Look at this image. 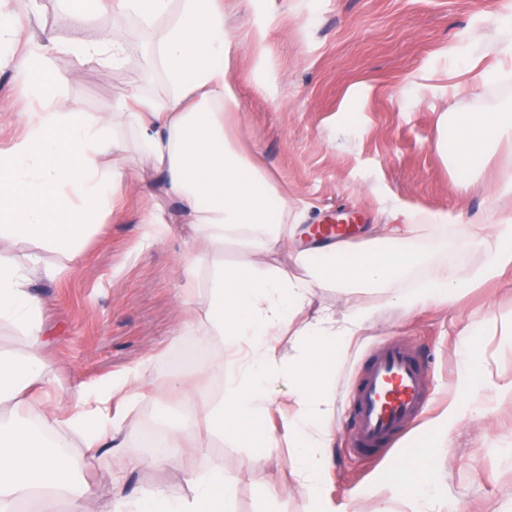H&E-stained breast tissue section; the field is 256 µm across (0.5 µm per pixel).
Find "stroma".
<instances>
[{
	"label": "stroma",
	"mask_w": 512,
	"mask_h": 512,
	"mask_svg": "<svg viewBox=\"0 0 512 512\" xmlns=\"http://www.w3.org/2000/svg\"><path fill=\"white\" fill-rule=\"evenodd\" d=\"M232 33L242 42L231 78L237 88V136L257 148L273 182L300 211V226L331 221L353 226L350 243L364 242L387 210H409L419 224L437 214H475L485 195L480 174L467 188L449 158L434 147L443 112H501L512 104L503 83L482 85L478 73L494 62L487 33L512 15V0H224ZM89 24L110 29L127 47L123 67L109 75L60 63L65 96L85 112H111L133 85L151 95L166 89L163 73L144 56L156 31L129 21L111 28L104 14ZM263 30L262 38L248 32ZM30 107L16 72L0 65V150L7 149ZM126 179L112 200V213L87 242L80 262L34 290L44 301V319L55 328L41 384L51 396L97 387L159 356L160 374L147 396L129 410L120 440L138 447L142 430L175 420L179 410L165 401L164 374L173 358L193 345L175 339L179 308L178 263L190 241L176 204H169L173 232L143 237L146 199L141 187L148 162L123 155ZM452 247L420 241L428 262L397 287L413 290L431 267L466 272L481 265L477 249H462L469 227L447 228ZM319 305L344 317L357 305L370 307L371 321L350 338L334 383L333 465L321 493L336 512H376L391 495L397 469L432 464L436 487L430 512H512V391L497 381L512 378V268L499 277L418 311L389 306L377 292L333 288L320 291ZM404 339L430 369L431 399L420 421L396 447L366 457L350 445L347 394L358 369L386 339ZM479 361L477 388L461 373L467 354ZM209 459L224 462L234 512H310V502L287 465L291 449L200 431ZM79 462V484L91 485L87 512H100L112 497V477L126 491L183 485L181 460L172 456L148 469H123L118 449L90 454L71 445ZM254 456L242 473L237 461ZM277 490L275 500L263 499Z\"/></svg>",
	"instance_id": "stroma-1"
}]
</instances>
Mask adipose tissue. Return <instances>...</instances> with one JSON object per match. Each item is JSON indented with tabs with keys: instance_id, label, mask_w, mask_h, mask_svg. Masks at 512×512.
<instances>
[{
	"instance_id": "adipose-tissue-1",
	"label": "adipose tissue",
	"mask_w": 512,
	"mask_h": 512,
	"mask_svg": "<svg viewBox=\"0 0 512 512\" xmlns=\"http://www.w3.org/2000/svg\"><path fill=\"white\" fill-rule=\"evenodd\" d=\"M113 26L140 19L159 35L152 60L164 74L166 94L153 97L134 88L115 112L93 117L67 104L56 83L41 73L57 54L101 73L122 67L124 45L104 31L90 30L84 13L66 11L75 38L58 43L35 38L28 26L0 13V44L12 50L17 74L29 78L28 94L37 109L23 113L22 129L9 148L0 151V324L16 329L29 345L22 357L0 354V512H13L16 501L38 498L51 512L60 501L70 512H82L90 488H76V464L53 437L67 428L85 448L111 447L126 429L127 408L152 385L149 365H141L111 385L77 388L67 399L35 392L44 368L41 347L50 331L42 301L32 286L73 268L95 228L90 216L105 219L110 198L124 174L115 155L146 158L154 173L145 194L148 238L171 234L162 199L175 201L197 246L177 271L182 294L177 333L216 343L226 355L240 343L249 352L233 368L223 357L202 363L194 382L167 375L166 398L207 431L248 438V426L274 404L270 386L287 381L295 408L283 422V436L293 444L290 468L311 502V512H330L319 497L322 477L332 466L334 436L329 425L336 365L349 336L372 318L369 308H355L344 321L325 311L313 312L321 288L384 289L392 306L411 311L495 279L512 268V173L492 178L484 213L467 217V245L481 248L485 262L468 275L444 266L433 268L414 291L395 282L425 261L420 237L437 234L455 216L435 215L415 223L409 211L392 209L385 234L368 239L356 251L329 243L291 257L301 275L288 276L262 261L265 253L290 247L294 236L285 218L288 199L271 181L258 152L235 141L230 120L239 109L230 81V65L240 44L224 26V0H103ZM455 139H439L438 151L449 152L454 169H481L492 146L512 149L511 112H446ZM238 244L242 258L223 264L224 246ZM61 254L60 263H45L43 252ZM208 280L204 305L194 293ZM294 337L292 360L277 356L280 337ZM225 371L224 397L213 401L206 386L211 374ZM38 405L36 420L21 418ZM163 445L181 449L184 487H156L138 495L116 492L102 512H230L232 499L224 480V462L206 468L197 461L202 449L192 432L168 424ZM435 488L431 473L400 475L395 499L383 500L378 512H423Z\"/></svg>"
}]
</instances>
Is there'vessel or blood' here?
Instances as JSON below:
<instances>
[{
  "label": "vessel or blood",
  "mask_w": 512,
  "mask_h": 512,
  "mask_svg": "<svg viewBox=\"0 0 512 512\" xmlns=\"http://www.w3.org/2000/svg\"><path fill=\"white\" fill-rule=\"evenodd\" d=\"M430 375L408 344L395 337L366 362L351 392L352 446L362 455L394 447L421 418Z\"/></svg>",
  "instance_id": "vessel-or-blood-1"
}]
</instances>
